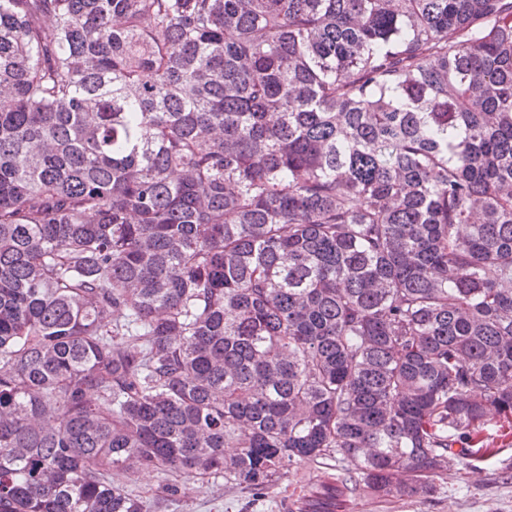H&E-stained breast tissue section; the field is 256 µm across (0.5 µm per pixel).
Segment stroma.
Listing matches in <instances>:
<instances>
[{
	"label": "stroma",
	"mask_w": 512,
	"mask_h": 512,
	"mask_svg": "<svg viewBox=\"0 0 512 512\" xmlns=\"http://www.w3.org/2000/svg\"><path fill=\"white\" fill-rule=\"evenodd\" d=\"M503 453L473 473L449 468L426 496H374L347 460L329 469L301 464L255 497L223 481H197L186 498L158 512H319L323 485L338 488L336 512H512V436L497 438Z\"/></svg>",
	"instance_id": "1"
}]
</instances>
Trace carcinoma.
<instances>
[{"mask_svg":"<svg viewBox=\"0 0 512 512\" xmlns=\"http://www.w3.org/2000/svg\"><path fill=\"white\" fill-rule=\"evenodd\" d=\"M491 426L512 0H0V512L426 494ZM114 480L123 482L130 489H133L136 494L143 497H152L162 483L161 475L157 473L142 472L134 476L126 477L125 475H114Z\"/></svg>","mask_w":512,"mask_h":512,"instance_id":"carcinoma-1","label":"carcinoma"}]
</instances>
